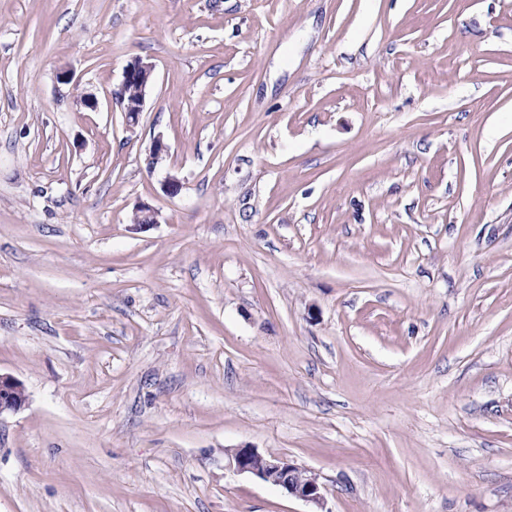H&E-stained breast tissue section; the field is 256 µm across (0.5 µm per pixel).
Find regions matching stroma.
<instances>
[{
  "label": "stroma",
  "mask_w": 512,
  "mask_h": 512,
  "mask_svg": "<svg viewBox=\"0 0 512 512\" xmlns=\"http://www.w3.org/2000/svg\"><path fill=\"white\" fill-rule=\"evenodd\" d=\"M0 373V512H512V0H0ZM154 67L152 63L145 62L141 58L130 61L124 69L123 79L119 88L113 92L115 99L122 104L125 95L134 90L136 99L131 100L125 112H135L134 119L140 112H143L146 96L153 81ZM27 401L23 384L11 376L0 373V417L4 413L20 410ZM230 462L237 472L250 474L304 501L312 509L309 512H328L318 477L287 457L268 455L245 445L231 451Z\"/></svg>",
  "instance_id": "35a3bbf8"
}]
</instances>
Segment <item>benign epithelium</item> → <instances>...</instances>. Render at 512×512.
Returning <instances> with one entry per match:
<instances>
[{
  "instance_id": "7a95c632",
  "label": "benign epithelium",
  "mask_w": 512,
  "mask_h": 512,
  "mask_svg": "<svg viewBox=\"0 0 512 512\" xmlns=\"http://www.w3.org/2000/svg\"><path fill=\"white\" fill-rule=\"evenodd\" d=\"M153 72L152 63L141 58H135L125 66L122 82L113 92L120 103L129 92L136 94V99L130 101L125 112L138 114L143 111ZM133 221L138 225L156 224L157 212L147 205H141L135 209ZM26 401L23 384L11 376L0 374V415L20 410ZM230 462L237 472L250 474L304 501L311 507L310 512H327L324 487L318 477L294 461L284 456L268 455L245 445L231 451Z\"/></svg>"
}]
</instances>
